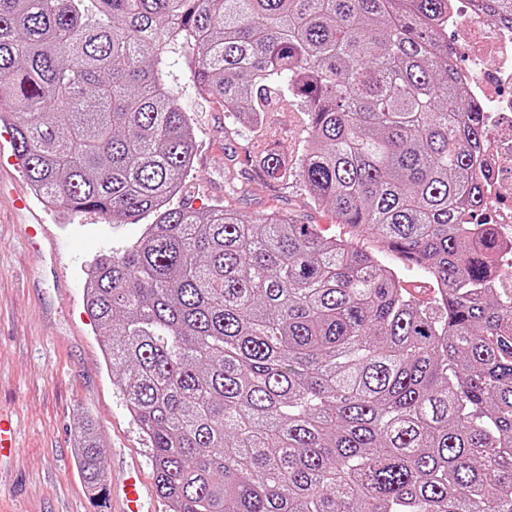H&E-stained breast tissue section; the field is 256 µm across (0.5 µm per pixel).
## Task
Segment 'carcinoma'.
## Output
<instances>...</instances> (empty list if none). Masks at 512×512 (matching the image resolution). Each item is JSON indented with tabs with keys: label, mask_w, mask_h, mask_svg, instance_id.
<instances>
[{
	"label": "carcinoma",
	"mask_w": 512,
	"mask_h": 512,
	"mask_svg": "<svg viewBox=\"0 0 512 512\" xmlns=\"http://www.w3.org/2000/svg\"><path fill=\"white\" fill-rule=\"evenodd\" d=\"M448 0H0V122L37 196L145 224L98 259L87 309L168 512H512V289L483 210L480 112ZM512 24V0H487ZM253 132L307 114L296 176L355 236L440 285L408 299L375 253L311 224L170 204L193 167L167 82ZM278 180L288 163L254 155ZM86 488L106 481L93 418Z\"/></svg>",
	"instance_id": "cac0c4a2"
}]
</instances>
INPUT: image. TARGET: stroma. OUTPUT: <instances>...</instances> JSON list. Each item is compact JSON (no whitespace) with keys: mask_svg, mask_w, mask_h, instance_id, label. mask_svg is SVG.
Returning a JSON list of instances; mask_svg holds the SVG:
<instances>
[{"mask_svg":"<svg viewBox=\"0 0 512 512\" xmlns=\"http://www.w3.org/2000/svg\"><path fill=\"white\" fill-rule=\"evenodd\" d=\"M170 86L189 112L195 134L193 170L176 194L194 208L215 204L255 220L284 215L311 224L325 236L344 238L346 225L316 206L297 178L283 183L255 168V138L228 119L222 101L190 89L180 53L168 57ZM269 147L298 163L307 117L297 107L268 113ZM0 126V410L11 413L20 449L0 482V512H112L110 494L93 496L76 467L75 429L93 416L107 473L137 460L152 480L150 450L112 384L99 338L85 306V270L97 255L137 241L139 224H109L97 214L62 219L33 194ZM28 198L57 239L53 262L41 261L24 229Z\"/></svg>","mask_w":512,"mask_h":512,"instance_id":"35a3bbf8","label":"stroma"}]
</instances>
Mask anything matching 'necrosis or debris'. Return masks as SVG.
<instances>
[{
	"mask_svg": "<svg viewBox=\"0 0 512 512\" xmlns=\"http://www.w3.org/2000/svg\"><path fill=\"white\" fill-rule=\"evenodd\" d=\"M448 18L455 32L450 60L482 113L476 168L484 214L504 244L497 276L512 288V24L490 23L481 0H448Z\"/></svg>",
	"mask_w": 512,
	"mask_h": 512,
	"instance_id": "4bbe7bcc",
	"label": "necrosis or debris"
}]
</instances>
